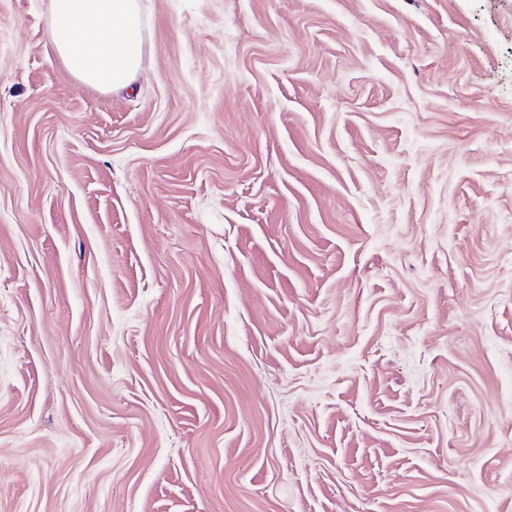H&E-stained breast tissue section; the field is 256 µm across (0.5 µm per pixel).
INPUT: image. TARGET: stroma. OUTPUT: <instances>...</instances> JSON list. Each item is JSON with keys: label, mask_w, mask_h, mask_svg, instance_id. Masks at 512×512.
<instances>
[{"label": "stroma", "mask_w": 512, "mask_h": 512, "mask_svg": "<svg viewBox=\"0 0 512 512\" xmlns=\"http://www.w3.org/2000/svg\"><path fill=\"white\" fill-rule=\"evenodd\" d=\"M140 9L0 0V512H512V0ZM46 40L66 71L105 91L126 89L142 67L138 0H51Z\"/></svg>", "instance_id": "obj_1"}]
</instances>
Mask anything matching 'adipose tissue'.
<instances>
[{"instance_id": "ef3b65f1", "label": "adipose tissue", "mask_w": 512, "mask_h": 512, "mask_svg": "<svg viewBox=\"0 0 512 512\" xmlns=\"http://www.w3.org/2000/svg\"><path fill=\"white\" fill-rule=\"evenodd\" d=\"M46 40L81 82L105 91L128 88L142 67L139 0H51Z\"/></svg>"}]
</instances>
